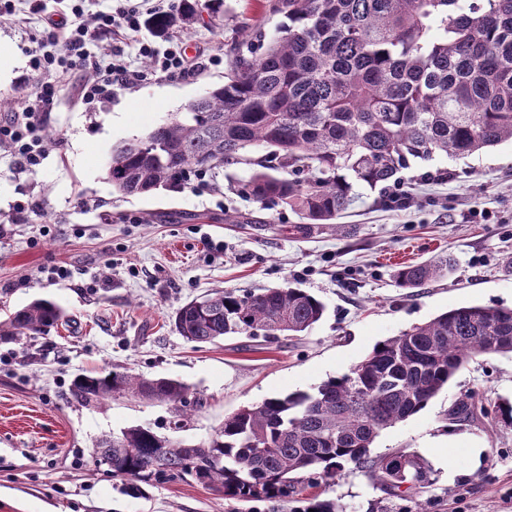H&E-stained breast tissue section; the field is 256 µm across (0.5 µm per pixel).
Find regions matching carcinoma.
<instances>
[{
	"label": "carcinoma",
	"mask_w": 512,
	"mask_h": 512,
	"mask_svg": "<svg viewBox=\"0 0 512 512\" xmlns=\"http://www.w3.org/2000/svg\"><path fill=\"white\" fill-rule=\"evenodd\" d=\"M219 0H183L176 15L154 17L159 35L205 22ZM283 22L258 57L234 56L223 84L185 111L112 150L105 170L127 196L184 184L228 163H247L262 147L302 179L252 173L246 193L280 203L305 224H334L358 186L396 180L409 161L436 154L464 157L512 142V0H268ZM451 258L404 265L395 283L415 295L452 270ZM324 304L292 286L238 293L215 289L187 302L174 326L192 343L226 336H298L323 316ZM68 321L48 299L0 319V342L47 336ZM512 355V309L452 308L378 342L348 372L309 391L268 398L224 419L207 441L189 445L131 426L95 443L96 461L119 490L191 478L232 504L272 503L277 512H340L309 493L346 470L365 473L389 496L431 484L416 453L373 458L381 430L425 408L470 359ZM188 387L124 368L76 375L68 399L102 409L121 394L164 402L189 416ZM488 410L475 396L452 415Z\"/></svg>",
	"instance_id": "cac0c4a2"
}]
</instances>
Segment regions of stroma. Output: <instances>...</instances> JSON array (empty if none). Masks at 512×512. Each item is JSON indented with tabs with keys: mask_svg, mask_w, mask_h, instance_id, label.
I'll return each mask as SVG.
<instances>
[{
	"mask_svg": "<svg viewBox=\"0 0 512 512\" xmlns=\"http://www.w3.org/2000/svg\"><path fill=\"white\" fill-rule=\"evenodd\" d=\"M217 25L158 36L184 42L205 62L175 79L130 85L86 108L77 89L85 71L58 90L47 120L59 136L33 173H0V317L36 298L62 306L57 332L0 343V512H229L223 497L191 479L121 494L98 468L99 437L143 425L199 444L228 415L264 399L318 386L347 372L375 344L464 305L512 308V144L463 158L410 162L398 177L415 201L388 204L387 191L358 188L333 224L304 227L280 206L243 194L248 163L208 171L203 190L185 186L139 196L115 193L104 176L120 142L153 128L229 73L233 48L261 54L280 16L267 0H221ZM489 209L490 220L479 212ZM446 255L453 268L410 297L397 267ZM65 269L56 278L55 269ZM291 284L320 299L322 319L298 336H228L187 341L175 312L216 288ZM128 368L187 384L198 398L177 423L163 403L113 401L102 410L72 406L79 373ZM512 401V357L470 360L417 414L382 430L370 450L419 454L432 484L415 498L385 497L364 473L346 471L323 486L342 512H512V425L491 413L449 416L466 395Z\"/></svg>",
	"mask_w": 512,
	"mask_h": 512,
	"instance_id": "obj_1",
	"label": "stroma"
}]
</instances>
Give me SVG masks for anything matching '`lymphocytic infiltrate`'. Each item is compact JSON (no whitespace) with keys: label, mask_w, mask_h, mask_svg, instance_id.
Here are the masks:
<instances>
[{"label":"lymphocytic infiltrate","mask_w":512,"mask_h":512,"mask_svg":"<svg viewBox=\"0 0 512 512\" xmlns=\"http://www.w3.org/2000/svg\"><path fill=\"white\" fill-rule=\"evenodd\" d=\"M176 6V0H122L89 19L82 5H72L67 13L46 14L39 0H34L32 11L38 14L43 29L28 47L35 90L21 113L0 120V144L8 146L14 169L32 172L40 165L45 156L41 131L53 109L57 88L73 70L85 67L100 41H136L138 54L149 60L150 69H133L123 49H115L107 61L96 66L93 77L80 85L78 95L85 105L112 97L134 81L181 76L193 68V61L181 50L160 49L138 37L144 17L164 14Z\"/></svg>","instance_id":"lymphocytic-infiltrate-1"}]
</instances>
